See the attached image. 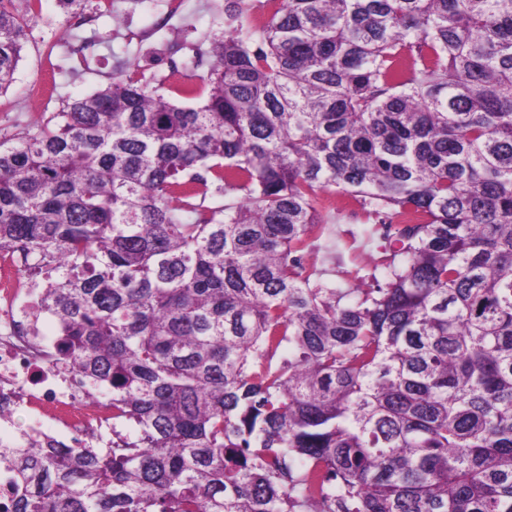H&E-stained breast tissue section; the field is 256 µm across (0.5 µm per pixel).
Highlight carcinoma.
Here are the masks:
<instances>
[{"instance_id":"carcinoma-1","label":"carcinoma","mask_w":512,"mask_h":512,"mask_svg":"<svg viewBox=\"0 0 512 512\" xmlns=\"http://www.w3.org/2000/svg\"><path fill=\"white\" fill-rule=\"evenodd\" d=\"M38 0H0V96ZM185 104L0 141V253L112 447L0 445L14 512H512V0H225ZM381 240L371 283L323 194ZM326 196L327 204L338 214L336 235L347 241V247L336 258V282L342 283L350 279L352 283V277L356 272H359L360 276L371 274L380 252V243L361 239L353 243L348 231L359 229L365 221L359 204L350 197L338 193H327Z\"/></svg>"}]
</instances>
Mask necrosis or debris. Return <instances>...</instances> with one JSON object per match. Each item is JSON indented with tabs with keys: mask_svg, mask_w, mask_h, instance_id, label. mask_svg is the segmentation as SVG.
Wrapping results in <instances>:
<instances>
[{
	"mask_svg": "<svg viewBox=\"0 0 512 512\" xmlns=\"http://www.w3.org/2000/svg\"><path fill=\"white\" fill-rule=\"evenodd\" d=\"M22 260L0 263V423L11 425L24 410V438L38 437L69 448L112 434V391L89 393L85 378L64 373L55 361L56 339L30 332L37 289L28 285Z\"/></svg>",
	"mask_w": 512,
	"mask_h": 512,
	"instance_id": "necrosis-or-debris-1",
	"label": "necrosis or debris"
}]
</instances>
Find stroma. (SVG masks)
Instances as JSON below:
<instances>
[{"mask_svg": "<svg viewBox=\"0 0 512 512\" xmlns=\"http://www.w3.org/2000/svg\"><path fill=\"white\" fill-rule=\"evenodd\" d=\"M59 18L56 0H41L14 87L0 97V139L35 132L67 101L106 86L118 55L138 63L163 89H175L180 81L170 71L164 46L179 39L187 26L202 39L223 37L224 0H144L138 6L114 0L109 12L88 0L64 35L56 29ZM83 56L92 57L90 67L80 65ZM379 252L378 242H349L336 258L337 282L371 274Z\"/></svg>", "mask_w": 512, "mask_h": 512, "instance_id": "stroma-1", "label": "stroma"}]
</instances>
